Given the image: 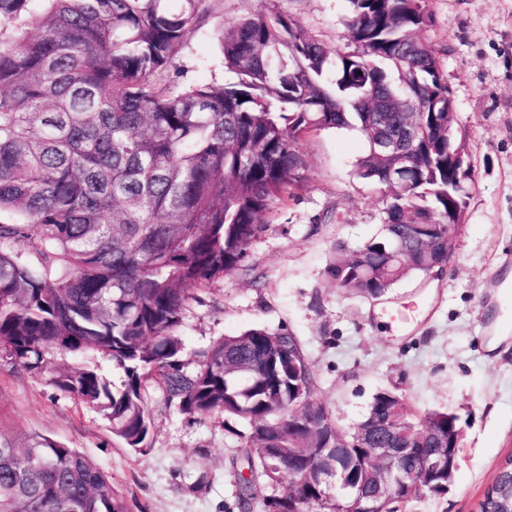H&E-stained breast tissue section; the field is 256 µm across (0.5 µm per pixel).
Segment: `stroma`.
<instances>
[{"label": "stroma", "instance_id": "obj_1", "mask_svg": "<svg viewBox=\"0 0 512 512\" xmlns=\"http://www.w3.org/2000/svg\"><path fill=\"white\" fill-rule=\"evenodd\" d=\"M259 8L290 16L329 53L349 49L348 0H202L199 25L156 82L180 90L232 81L218 29ZM429 8L433 25L422 36L446 50L442 69L472 160L454 261L377 299L337 288L327 272L337 242L353 248L377 236L385 202L355 174L361 133L320 131L300 144L307 168L294 198L276 206L243 267L194 291L178 334L191 366L214 341L248 329L294 336L317 374L316 398L347 431L385 389L420 411H456L463 440L451 485L405 512H477L512 458V327L500 298L512 281V0H430ZM73 362L57 354L34 375L0 361V436L37 433L77 449L131 512H240V423L188 417L150 383L151 436L133 451L96 409L52 384Z\"/></svg>", "mask_w": 512, "mask_h": 512}]
</instances>
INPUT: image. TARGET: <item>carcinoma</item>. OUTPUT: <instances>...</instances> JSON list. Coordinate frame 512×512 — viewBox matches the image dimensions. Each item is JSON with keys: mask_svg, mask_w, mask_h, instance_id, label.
Masks as SVG:
<instances>
[{"mask_svg": "<svg viewBox=\"0 0 512 512\" xmlns=\"http://www.w3.org/2000/svg\"><path fill=\"white\" fill-rule=\"evenodd\" d=\"M0 0V360L41 372L59 354L101 365L57 371L52 383L111 424L128 448L148 446L151 381L194 417L248 425V475L237 499L292 479L297 512L322 501L304 448L344 447L314 393L317 376L292 336L249 329L202 352L189 371L177 334L192 292L242 266L274 207L306 167L300 142L355 129L366 143L356 175L384 196L382 233L337 245L338 288L378 298L447 264L448 110L442 50L421 37L428 0H348L354 50L328 65L321 41L259 9L220 29L226 84L174 91L165 70L200 21L202 0ZM416 140H399L409 101ZM36 246L34 257L26 248ZM404 448H452L460 416L420 412L391 390L370 406ZM302 415L305 424L288 426ZM407 493L393 490L383 512ZM0 512H129L108 476L75 448L0 437Z\"/></svg>", "mask_w": 512, "mask_h": 512, "instance_id": "1", "label": "carcinoma"}]
</instances>
